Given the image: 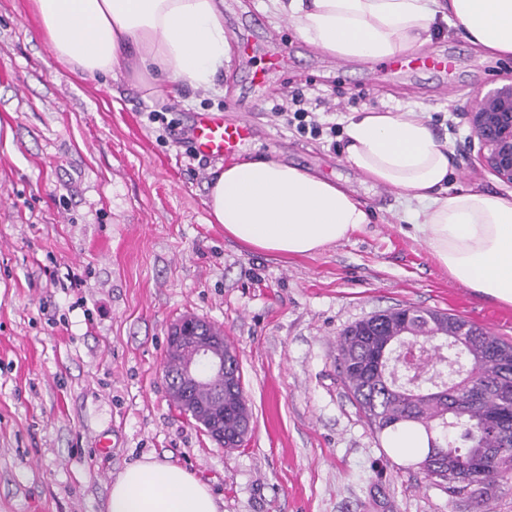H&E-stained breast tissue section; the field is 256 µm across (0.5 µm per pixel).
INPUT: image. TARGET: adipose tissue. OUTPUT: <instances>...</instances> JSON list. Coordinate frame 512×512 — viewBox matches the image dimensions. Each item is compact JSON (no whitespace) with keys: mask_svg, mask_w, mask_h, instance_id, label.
<instances>
[{"mask_svg":"<svg viewBox=\"0 0 512 512\" xmlns=\"http://www.w3.org/2000/svg\"><path fill=\"white\" fill-rule=\"evenodd\" d=\"M223 0H31L42 40L81 76L122 71L154 94L165 83L213 86L230 44ZM303 37L341 59L415 51L437 19L499 57L512 56V0H289ZM346 162L402 191L409 218L454 281L512 307V193L450 190L448 151L411 112H363L346 129ZM210 221L281 256L347 239L371 213L345 185L275 159L233 162L207 187ZM107 512H220L188 470L147 455L113 480Z\"/></svg>","mask_w":512,"mask_h":512,"instance_id":"1","label":"adipose tissue"}]
</instances>
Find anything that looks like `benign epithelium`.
<instances>
[{"mask_svg":"<svg viewBox=\"0 0 512 512\" xmlns=\"http://www.w3.org/2000/svg\"><path fill=\"white\" fill-rule=\"evenodd\" d=\"M462 116L471 129V138L478 141L480 164L512 185V82L477 95ZM169 340L181 358V377L169 382V392L188 395L193 388L207 389L220 383L211 404L193 402L191 407L212 440L229 447L224 422L214 416L216 406L224 403V387L237 383V377L227 373L224 337L206 333L203 320L188 315L172 327Z\"/></svg>","mask_w":512,"mask_h":512,"instance_id":"1","label":"benign epithelium"}]
</instances>
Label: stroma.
Listing matches in <instances>:
<instances>
[{"instance_id":"35a3bbf8","label":"stroma","mask_w":512,"mask_h":512,"mask_svg":"<svg viewBox=\"0 0 512 512\" xmlns=\"http://www.w3.org/2000/svg\"><path fill=\"white\" fill-rule=\"evenodd\" d=\"M248 12L259 42L293 50L276 92L301 93L336 132L297 133L263 101L252 117L266 133L245 157L340 179L372 216L309 256L225 237L206 205L219 164L186 143L192 114L249 97L260 59L234 40L213 87L152 95L120 73L80 77L54 59L29 0H0V512H106L112 481L144 455L192 472L221 512H475L360 416L336 340L413 306L500 320L512 344V307L449 279L401 192L365 183L342 150L357 113L413 112L447 145L451 188L512 192L469 151L459 116L477 92L512 82V58L440 19L421 52L448 56V70L393 73L311 46L279 0H224L225 29ZM188 314L236 347L252 411L241 448L219 447L169 399L167 336Z\"/></svg>"}]
</instances>
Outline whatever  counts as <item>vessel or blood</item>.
Here are the masks:
<instances>
[{"label": "vessel or blood", "instance_id": "1", "mask_svg": "<svg viewBox=\"0 0 512 512\" xmlns=\"http://www.w3.org/2000/svg\"><path fill=\"white\" fill-rule=\"evenodd\" d=\"M287 58V48L276 46L270 50L268 67L255 71L251 76L250 85L255 92L264 96L271 94L269 71ZM387 65L395 69L408 66L444 70L448 67V61L420 54H403L391 57ZM254 134L255 127L251 121L228 119L220 112H201L193 119L188 142L195 155L209 160H221L239 155Z\"/></svg>", "mask_w": 512, "mask_h": 512}]
</instances>
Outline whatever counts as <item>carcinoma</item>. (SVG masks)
Returning <instances> with one entry per match:
<instances>
[{
    "instance_id": "carcinoma-1",
    "label": "carcinoma",
    "mask_w": 512,
    "mask_h": 512,
    "mask_svg": "<svg viewBox=\"0 0 512 512\" xmlns=\"http://www.w3.org/2000/svg\"><path fill=\"white\" fill-rule=\"evenodd\" d=\"M465 320L430 313V321L413 326L427 335L435 349L425 363L434 367L444 357L455 356L445 346ZM404 321L396 311L350 325L337 342L338 362L345 384L368 425L377 433L413 428L427 441L416 463L430 484L442 488L452 499H466L481 508L489 489L512 480V432L507 438L482 430L483 421L501 409L497 400L499 381L512 378V345L488 331H476L465 350L469 377L482 386L481 398L465 400L463 384L448 379L441 368L438 378L425 389L407 382L403 366L389 361L378 370L374 354L389 351L408 340L401 335ZM228 440L245 441V428L237 417L224 418Z\"/></svg>"
}]
</instances>
